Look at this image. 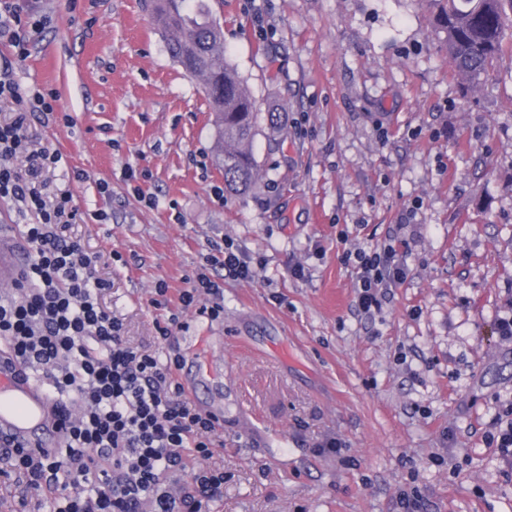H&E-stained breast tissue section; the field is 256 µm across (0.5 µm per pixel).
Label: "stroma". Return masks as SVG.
Segmentation results:
<instances>
[{
	"instance_id": "obj_1",
	"label": "stroma",
	"mask_w": 512,
	"mask_h": 512,
	"mask_svg": "<svg viewBox=\"0 0 512 512\" xmlns=\"http://www.w3.org/2000/svg\"><path fill=\"white\" fill-rule=\"evenodd\" d=\"M35 2L49 24L26 61L0 41V70L57 94L58 120L30 128L63 155L48 195L72 192L68 233L130 345L164 349L176 312L171 344L207 337L221 362L213 512H398L403 491L423 512H512V458L486 441L512 401V56L470 93L420 0H209L259 112L261 177L236 195L151 0ZM227 242L252 278L213 271L223 314L182 311ZM388 242L407 276L366 313L351 256Z\"/></svg>"
}]
</instances>
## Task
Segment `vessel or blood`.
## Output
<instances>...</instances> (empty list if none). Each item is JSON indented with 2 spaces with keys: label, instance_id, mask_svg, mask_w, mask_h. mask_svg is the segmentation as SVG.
Segmentation results:
<instances>
[{
  "label": "vessel or blood",
  "instance_id": "vessel-or-blood-1",
  "mask_svg": "<svg viewBox=\"0 0 512 512\" xmlns=\"http://www.w3.org/2000/svg\"><path fill=\"white\" fill-rule=\"evenodd\" d=\"M27 260V245L15 229L0 227V286L14 287ZM63 432L64 422L53 413L44 387L0 354V438L38 451L56 446Z\"/></svg>",
  "mask_w": 512,
  "mask_h": 512
}]
</instances>
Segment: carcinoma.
<instances>
[{"label":"carcinoma","instance_id":"carcinoma-1","mask_svg":"<svg viewBox=\"0 0 512 512\" xmlns=\"http://www.w3.org/2000/svg\"><path fill=\"white\" fill-rule=\"evenodd\" d=\"M444 34L452 71L476 89L504 50L512 51V0H425ZM171 57L185 72L200 64L204 91L219 145L224 188L246 193L259 176L253 150L259 113L229 64L220 28L210 19L208 0H153Z\"/></svg>","mask_w":512,"mask_h":512}]
</instances>
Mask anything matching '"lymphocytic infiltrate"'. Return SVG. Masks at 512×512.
<instances>
[{
    "label": "lymphocytic infiltrate",
    "mask_w": 512,
    "mask_h": 512,
    "mask_svg": "<svg viewBox=\"0 0 512 512\" xmlns=\"http://www.w3.org/2000/svg\"><path fill=\"white\" fill-rule=\"evenodd\" d=\"M46 22L23 0H0V37L18 60L28 57L31 33ZM56 98L0 75V100L22 106L0 124V199L22 219L30 247L22 283L0 291V350L41 381L67 421L52 450L0 445V467L24 478V507L47 500L53 512H209L224 488L223 470L206 465L221 446L218 421L177 383L180 353L161 359L127 343L122 322L101 303L107 283L98 256L66 235L82 219L71 193H42V173L57 168L62 155L35 147L30 122L53 114ZM405 278L393 246L359 252V309L379 306ZM222 293V283L201 271L180 301L213 319L224 311ZM197 459L203 467H194Z\"/></svg>",
    "instance_id": "lymphocytic-infiltrate-1"
}]
</instances>
